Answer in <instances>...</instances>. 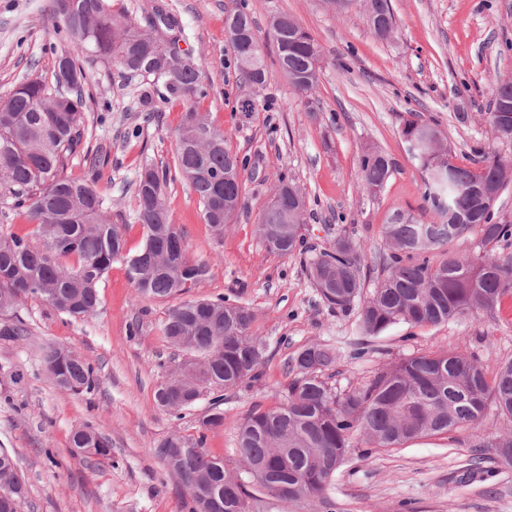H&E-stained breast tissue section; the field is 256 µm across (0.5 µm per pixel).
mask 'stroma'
<instances>
[{"instance_id": "obj_1", "label": "stroma", "mask_w": 512, "mask_h": 512, "mask_svg": "<svg viewBox=\"0 0 512 512\" xmlns=\"http://www.w3.org/2000/svg\"><path fill=\"white\" fill-rule=\"evenodd\" d=\"M246 4L270 73L267 85L248 90L240 79L226 17ZM392 35L374 37L364 6L339 16L323 0H162L182 28L179 46L205 58L209 89L201 112L223 130L227 148L243 160L244 206L223 236L204 223L191 188H166L172 223L184 234L191 258L209 264L191 298L223 297L255 313L250 329L266 351L262 379L224 393V425L207 447L230 473L240 465L237 426L253 409L276 406L290 379L288 363L313 344L355 338L354 314L331 312L313 287L302 252L280 257L257 232L280 180L296 183L306 200L305 241L329 247L350 236L359 246L365 290L379 277L383 224L397 209L432 221L423 195L424 174L401 137L406 119L437 123L458 165L495 143L512 162V141H495L488 120L494 86L512 75V0H390ZM47 0H0V100L27 79H51L64 43L47 17ZM286 14L321 49L320 76L301 97L276 64L269 21ZM153 86L148 75L118 67L95 68L88 87L91 144L110 156L99 188L112 199V220L124 225L126 248L137 252L143 228L136 219L135 181L144 163L175 169V148L185 107L143 111L138 99ZM253 93L259 106L241 112ZM368 147L388 153L396 169L375 197L363 193L359 158ZM97 312L75 320L45 300L27 296L13 308L28 329L24 339L0 342V446L14 453L29 485L23 512H188V497L153 455L151 445L171 433L195 435L208 400L177 418L158 409L154 392L186 353H174L160 326L173 301L138 295L124 262H114L99 288ZM62 345L98 370L94 394L60 390L40 361L43 345ZM374 352L343 358L325 371L341 391L367 384L383 363L444 351L476 358L487 374L512 360V315L463 316L438 326L391 327ZM88 422L112 445L111 458L73 455L72 428ZM487 412L478 427H461L394 448H351L329 496L335 512H512V467L501 465L488 441L511 427Z\"/></svg>"}]
</instances>
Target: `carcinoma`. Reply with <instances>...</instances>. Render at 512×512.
I'll return each mask as SVG.
<instances>
[{
	"label": "carcinoma",
	"mask_w": 512,
	"mask_h": 512,
	"mask_svg": "<svg viewBox=\"0 0 512 512\" xmlns=\"http://www.w3.org/2000/svg\"><path fill=\"white\" fill-rule=\"evenodd\" d=\"M384 17L370 20L381 39L393 30L389 0H380ZM53 30L66 42L56 56L53 82L40 78L19 85L0 101V205L26 218L33 230L0 235V312L25 296H39L74 320L93 315L99 287L116 260H123L143 297L170 298L187 294L208 273V264L188 257L182 232L171 223L166 207L169 170L145 165L136 183L137 220L143 226L140 250L126 249L124 225L112 223V203L95 180L74 177L70 162L88 134L85 86L87 54L125 73L154 77L153 92L141 99L145 111L155 108L153 96L165 103L186 105L176 143L177 168L202 207L203 219L216 233L224 232L243 204V183L236 157L224 146V132L198 108L208 88L201 80L203 62L175 55L179 22L161 7H151L148 28L112 11V0H49ZM243 45H231L244 83L267 84L269 72L250 14H230ZM278 66L300 95L309 96L318 82L320 46L287 15L270 23ZM512 78L497 81L490 125L498 139L512 140ZM437 183L424 180L425 197L438 222L426 223L401 210L382 227L386 252L379 263L382 278L362 297L361 258L356 243L340 237L311 258L309 275L325 306L336 313L358 307L361 336L342 347L311 345L292 357L293 378L283 402L256 409L238 427L236 448L242 472L232 475L224 458L206 448L207 432L224 425L220 405L224 391L247 386L262 377L265 343L250 334L254 312L224 298L188 299L171 307L161 324L169 344L192 356L171 371L155 390L156 405L172 413L210 400L195 437L173 433L153 443L152 452L187 492L189 512H248L246 485L278 500L302 504L308 512H332L328 490L344 464L353 436L371 448H391L415 439L477 427L487 411L512 422V362L488 376L473 357L424 353L383 367L364 387L340 392L323 372L342 356L364 354L369 339L393 325L435 326L465 314L493 317L512 299V254L495 249L512 241V224L493 221L492 207L473 187L512 175L493 148L482 153L475 168L447 162ZM360 187L377 195L395 169L384 152L369 148L359 160ZM276 200L262 213L258 233L268 251L288 256L303 245L305 200L291 182L275 188ZM479 235L470 248L437 266L430 255L448 245ZM40 245L31 244L30 237ZM27 335L20 320L0 323V341ZM41 363L55 385L73 394H93L94 366L72 350L56 344L43 348ZM73 452L84 458L111 456L107 437L92 425H77ZM11 495L10 508L22 512L28 485L12 453L0 448V491Z\"/></svg>",
	"instance_id": "1"
}]
</instances>
